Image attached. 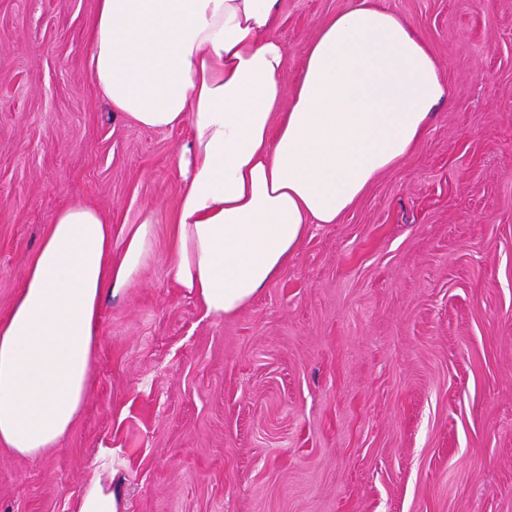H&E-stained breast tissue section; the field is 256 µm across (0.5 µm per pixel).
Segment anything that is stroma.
I'll return each mask as SVG.
<instances>
[{"instance_id":"35a3bbf8","label":"stroma","mask_w":512,"mask_h":512,"mask_svg":"<svg viewBox=\"0 0 512 512\" xmlns=\"http://www.w3.org/2000/svg\"><path fill=\"white\" fill-rule=\"evenodd\" d=\"M97 0H0V318L58 210L154 256L105 303L90 392L41 457L0 452V512H70L98 449L126 512H512V0H383L448 85L425 136L215 320L166 272L188 132L113 112ZM347 0H282L293 88Z\"/></svg>"}]
</instances>
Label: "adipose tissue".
<instances>
[{"mask_svg": "<svg viewBox=\"0 0 512 512\" xmlns=\"http://www.w3.org/2000/svg\"><path fill=\"white\" fill-rule=\"evenodd\" d=\"M279 0H98L88 68L113 111L152 130L189 126L178 157L168 271L221 319L251 303L425 134L448 98L425 43L378 0H349L280 75ZM157 210L113 233L83 203L56 216L0 319V449L49 452L89 391L103 305L153 257ZM99 449L72 512H125Z\"/></svg>", "mask_w": 512, "mask_h": 512, "instance_id": "1", "label": "adipose tissue"}]
</instances>
